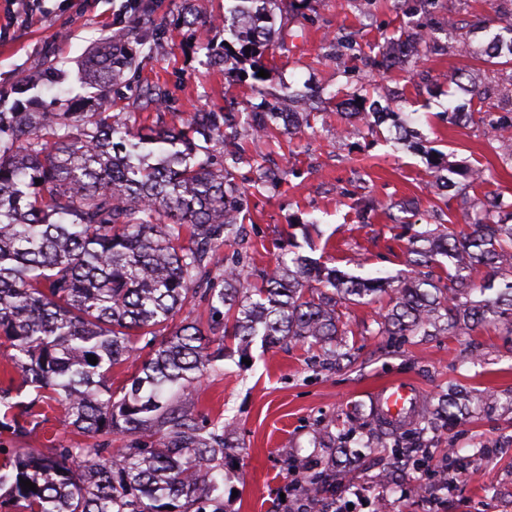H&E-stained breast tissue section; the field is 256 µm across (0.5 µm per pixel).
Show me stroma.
<instances>
[{
	"instance_id": "stroma-1",
	"label": "stroma",
	"mask_w": 512,
	"mask_h": 512,
	"mask_svg": "<svg viewBox=\"0 0 512 512\" xmlns=\"http://www.w3.org/2000/svg\"><path fill=\"white\" fill-rule=\"evenodd\" d=\"M407 0H284L285 45L252 68L226 74L210 63L209 45L223 39L212 21L224 0H37L31 16L14 22L20 0H0V112L23 106L92 99L82 64L102 39L131 32L140 55L137 92L159 86L163 108L140 100L137 121L180 124L197 112H264L283 87L308 91L285 112H306L310 126L291 135L271 131L261 143L240 142L244 159L233 173L249 194L244 233L251 247L249 271L273 267L292 247L347 276L400 278L410 272L406 246L414 232L440 223L443 195L430 192L432 159L484 170L475 194L512 199V167L496 153L493 127L455 123L450 112L512 113V67L484 61L494 33L512 22V0H438L423 22L431 38L395 64L374 67L376 49L399 37ZM463 24L449 33V17ZM353 39L358 56L332 64L329 38ZM469 49L459 46V39ZM380 101L400 113L416 133L395 139L388 129L339 136L351 96ZM415 201L414 211L394 210ZM376 208L360 216L364 202ZM389 295L362 298L346 310L354 361L323 365L315 349L290 342L266 348L261 340L218 362L216 372L181 396L178 404L203 425L229 422L234 444L224 471L226 512H301L300 477L332 474L326 498L354 500L355 489L381 502V512H512V336L478 327L464 336H388L378 321ZM395 379L414 381L429 405L457 393L472 412L461 422L421 435L414 426L384 427L374 416L371 393ZM29 391L0 403L25 432L0 428V448H46L62 442L63 410L44 400L38 420L23 403ZM424 447L423 466L403 468L387 452L395 439Z\"/></svg>"
}]
</instances>
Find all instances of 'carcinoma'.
I'll return each mask as SVG.
<instances>
[{
  "label": "carcinoma",
  "instance_id": "obj_1",
  "mask_svg": "<svg viewBox=\"0 0 512 512\" xmlns=\"http://www.w3.org/2000/svg\"><path fill=\"white\" fill-rule=\"evenodd\" d=\"M224 2V40L211 57L235 71L282 40L267 27L282 0ZM400 33L379 50L380 64L429 37L412 19ZM503 55L511 65L512 38L498 35L488 57ZM136 57L119 34L89 61L85 79L99 92L90 112L71 103L0 112V347L15 371L10 383L35 393L27 409L51 393L71 436L0 458V491L21 512H224L227 425L218 419L205 428L175 399L228 356V339L241 347L256 336L269 348L306 343L338 366L351 358L338 341L351 332L343 309L388 290L384 334L460 336L481 325L512 333V202L470 196L452 164L435 168L433 186L454 191L462 223L415 233L407 262L417 273L396 287L350 279L298 252L249 282L240 240L248 193L224 166L242 155L233 120L200 112L179 128H134L133 113L112 112L109 98H124V72ZM378 107L349 118L371 130L386 120ZM482 119L507 142L499 159L512 165V115ZM304 120L273 104L249 116V127L259 142L278 124L296 134ZM232 244L238 249L225 262L219 252ZM444 264V278L420 271ZM197 298L208 329L174 323ZM142 341L150 351L141 359ZM137 359L127 383L112 387L113 369ZM465 411L445 394L417 422L435 428ZM112 435L132 442L104 447ZM299 492L308 512H332L321 477L304 478Z\"/></svg>",
  "mask_w": 512,
  "mask_h": 512
}]
</instances>
